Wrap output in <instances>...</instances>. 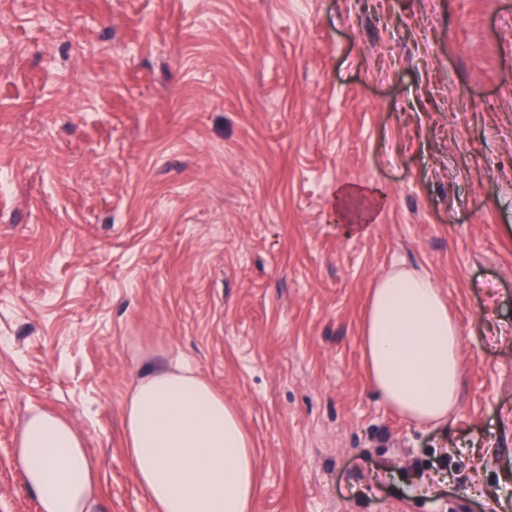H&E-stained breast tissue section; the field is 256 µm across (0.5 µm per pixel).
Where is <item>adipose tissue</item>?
<instances>
[{"instance_id":"1","label":"adipose tissue","mask_w":512,"mask_h":512,"mask_svg":"<svg viewBox=\"0 0 512 512\" xmlns=\"http://www.w3.org/2000/svg\"><path fill=\"white\" fill-rule=\"evenodd\" d=\"M382 203L353 185L337 190L343 235L364 232ZM368 382L417 424H444L462 385V336L430 275L378 277L362 322ZM126 450L153 512H256L257 457L239 410L189 364L145 365L124 409ZM25 483L41 512H97V472L65 418L34 411L16 437Z\"/></svg>"}]
</instances>
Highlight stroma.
Instances as JSON below:
<instances>
[{
	"label": "stroma",
	"mask_w": 512,
	"mask_h": 512,
	"mask_svg": "<svg viewBox=\"0 0 512 512\" xmlns=\"http://www.w3.org/2000/svg\"><path fill=\"white\" fill-rule=\"evenodd\" d=\"M0 512L67 418L99 512H153L123 410L153 346L240 411L256 512H512V0H0ZM380 190L365 234L336 191ZM463 337L446 425L370 387L374 280Z\"/></svg>",
	"instance_id": "stroma-1"
}]
</instances>
